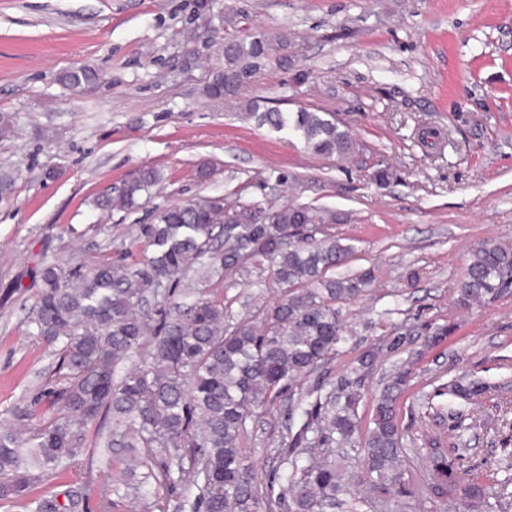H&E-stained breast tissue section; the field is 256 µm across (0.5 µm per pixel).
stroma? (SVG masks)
I'll list each match as a JSON object with an SVG mask.
<instances>
[{"label": "stroma", "mask_w": 512, "mask_h": 512, "mask_svg": "<svg viewBox=\"0 0 512 512\" xmlns=\"http://www.w3.org/2000/svg\"><path fill=\"white\" fill-rule=\"evenodd\" d=\"M0 0V165L18 170L0 200V420L43 389L57 348L27 335L42 258L85 263L128 250L156 208L197 199L296 204L335 214L330 233L353 253L336 275L372 271L345 309L348 340L324 371L358 383L359 414L400 368L406 445L459 449L464 479H512V287L459 307L470 250L512 248V0ZM229 17L245 33L286 35L292 64L269 63L240 94L208 100L224 62ZM86 67L96 82L63 84ZM333 115L358 150L312 155L250 116L252 100ZM211 176L199 181L197 169ZM144 167L163 180L130 210L95 201ZM267 267L212 280L233 320L272 304ZM454 325L430 343L427 328ZM467 372L491 385L474 408L484 427L452 417L440 385ZM313 377L292 383L248 425L244 441L263 498L278 499L277 448Z\"/></svg>", "instance_id": "35a3bbf8"}]
</instances>
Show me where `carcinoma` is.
<instances>
[{
	"label": "carcinoma",
	"instance_id": "cac0c4a2",
	"mask_svg": "<svg viewBox=\"0 0 512 512\" xmlns=\"http://www.w3.org/2000/svg\"><path fill=\"white\" fill-rule=\"evenodd\" d=\"M288 38L257 32L224 41V66L215 68L204 95L221 101L250 84L266 63L288 67ZM80 87L96 80L88 68L64 72ZM261 124L287 129L312 154L342 159L358 143L328 113L282 112L253 104ZM160 180L148 167L116 192L98 198L103 209H130ZM17 174L0 168V199L15 189ZM336 217L302 205L263 201L199 200L159 209L140 224L137 239L149 253L129 252L91 264L43 260L31 307L28 335L59 346L52 387L13 408L0 424V503L29 512H76L95 500L112 512L117 498L142 512H272L280 503L260 497L253 466L242 447L256 412L292 382L327 364L345 341L342 308L368 290L369 270L349 277L328 272L345 262L351 247L324 225ZM321 238H316V234ZM266 262L278 300L259 310L258 322L226 319L224 300L208 289L186 306L166 302L193 274L206 283ZM512 284V249L487 239L469 252L457 302L471 307L497 298ZM410 372H397L375 398L368 426L358 413L352 383L325 389L317 383L291 409L297 430L287 428L281 454L289 464L280 499L288 512H448L459 500L467 512H487L511 496L508 482H462L458 449H407L398 399ZM452 403L474 405L487 386L458 376L443 384ZM45 398L58 405L36 417ZM93 446L88 426L100 418ZM358 454L360 473L349 482L336 466L347 450ZM413 453L428 473L424 490L405 477ZM103 454L97 480H72L60 491L35 493L45 480L73 471ZM180 485L190 495L177 502L162 490Z\"/></svg>",
	"mask_w": 512,
	"mask_h": 512
}]
</instances>
